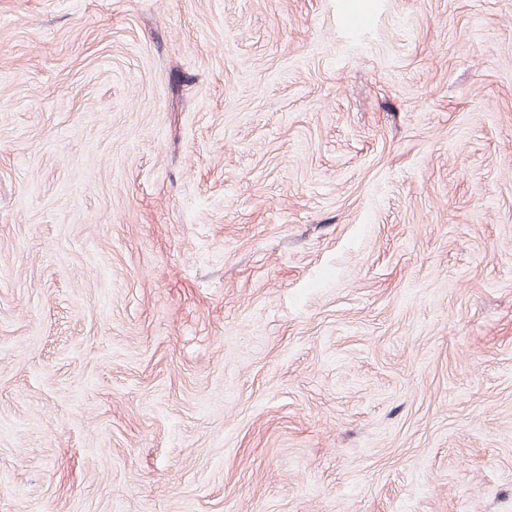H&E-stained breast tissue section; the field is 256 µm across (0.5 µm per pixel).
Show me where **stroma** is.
Segmentation results:
<instances>
[{"mask_svg": "<svg viewBox=\"0 0 512 512\" xmlns=\"http://www.w3.org/2000/svg\"><path fill=\"white\" fill-rule=\"evenodd\" d=\"M0 512H512V0H0Z\"/></svg>", "mask_w": 512, "mask_h": 512, "instance_id": "stroma-1", "label": "stroma"}]
</instances>
